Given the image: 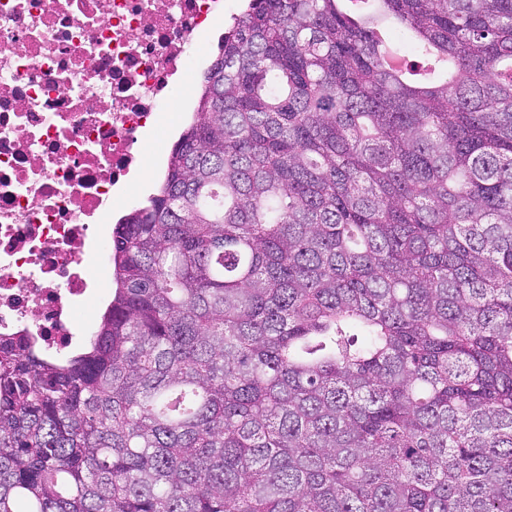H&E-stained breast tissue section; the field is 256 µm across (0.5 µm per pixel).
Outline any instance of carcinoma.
I'll return each instance as SVG.
<instances>
[{
  "label": "carcinoma",
  "mask_w": 512,
  "mask_h": 512,
  "mask_svg": "<svg viewBox=\"0 0 512 512\" xmlns=\"http://www.w3.org/2000/svg\"><path fill=\"white\" fill-rule=\"evenodd\" d=\"M111 260L0 512H512V0H248Z\"/></svg>",
  "instance_id": "obj_1"
}]
</instances>
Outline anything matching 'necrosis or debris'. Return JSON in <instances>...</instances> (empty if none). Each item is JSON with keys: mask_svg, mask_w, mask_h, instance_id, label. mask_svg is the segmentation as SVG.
<instances>
[{"mask_svg": "<svg viewBox=\"0 0 512 512\" xmlns=\"http://www.w3.org/2000/svg\"><path fill=\"white\" fill-rule=\"evenodd\" d=\"M229 0H0V336L89 329L104 228L139 199L144 135L190 111Z\"/></svg>", "mask_w": 512, "mask_h": 512, "instance_id": "obj_1", "label": "necrosis or debris"}]
</instances>
